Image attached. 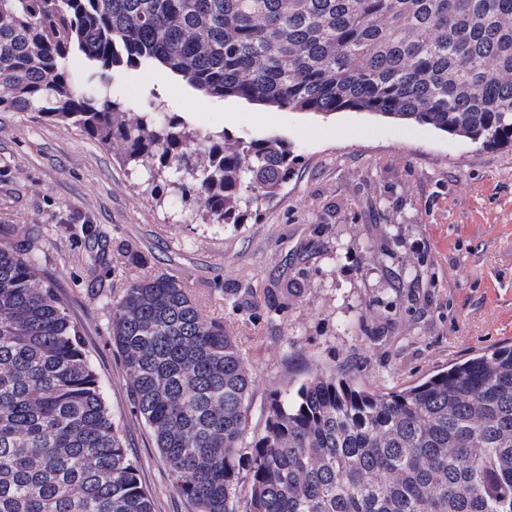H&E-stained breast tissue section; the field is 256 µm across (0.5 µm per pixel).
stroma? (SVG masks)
I'll return each mask as SVG.
<instances>
[{
	"instance_id": "stroma-1",
	"label": "stroma",
	"mask_w": 512,
	"mask_h": 512,
	"mask_svg": "<svg viewBox=\"0 0 512 512\" xmlns=\"http://www.w3.org/2000/svg\"><path fill=\"white\" fill-rule=\"evenodd\" d=\"M126 112L283 139L295 176L257 217L215 224L148 171L34 112H0V242L32 251L80 331L154 512H195L171 486L112 342L130 282L167 275L235 336L259 433L273 390L314 368L384 392L512 342V147L414 121L215 100L153 68L112 75Z\"/></svg>"
}]
</instances>
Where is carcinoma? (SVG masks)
<instances>
[{"mask_svg": "<svg viewBox=\"0 0 512 512\" xmlns=\"http://www.w3.org/2000/svg\"><path fill=\"white\" fill-rule=\"evenodd\" d=\"M146 66L213 99L371 112L512 146V0H0V110L112 147L214 224L242 223L293 178L278 138L122 111L112 73ZM112 340L196 512H512L511 346L391 392L316 369L270 394L249 439L237 340L176 279L132 282ZM0 512H153L77 326L35 260L2 242Z\"/></svg>", "mask_w": 512, "mask_h": 512, "instance_id": "cac0c4a2", "label": "carcinoma"}]
</instances>
